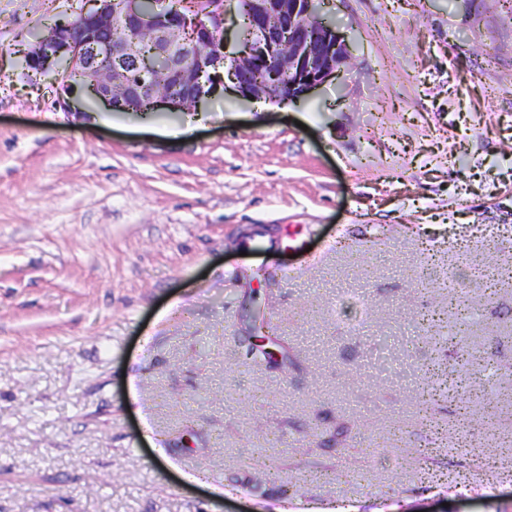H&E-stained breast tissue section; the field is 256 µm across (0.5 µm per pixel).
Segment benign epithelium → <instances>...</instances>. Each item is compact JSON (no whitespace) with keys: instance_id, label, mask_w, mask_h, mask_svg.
Masks as SVG:
<instances>
[{"instance_id":"benign-epithelium-1","label":"benign epithelium","mask_w":512,"mask_h":512,"mask_svg":"<svg viewBox=\"0 0 512 512\" xmlns=\"http://www.w3.org/2000/svg\"><path fill=\"white\" fill-rule=\"evenodd\" d=\"M212 2L216 29L201 22L202 4ZM87 8L71 21L37 36L27 61L35 70L60 76L68 92L78 77L88 95L110 108L129 110L130 102L144 99L152 109L191 112L209 94L220 73L195 69L202 44L215 41L214 64H224L232 88L242 97L275 103L294 102L307 96L341 71L349 51L335 28L316 23L317 0H189L192 15L170 20L160 11L163 0H121L120 11H112V0H85ZM240 25L245 17L256 35L254 41L236 40L229 45L223 37L228 16ZM137 27L155 39L161 65L147 75L138 72L127 31ZM311 34L316 47L305 45ZM257 65L268 68L267 77L251 83L240 74ZM177 74L189 79L193 93L174 95L170 84Z\"/></svg>"}]
</instances>
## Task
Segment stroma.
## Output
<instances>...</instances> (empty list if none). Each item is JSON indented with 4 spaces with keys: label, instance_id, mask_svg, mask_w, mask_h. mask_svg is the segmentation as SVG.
Masks as SVG:
<instances>
[{
    "label": "stroma",
    "instance_id": "1",
    "mask_svg": "<svg viewBox=\"0 0 512 512\" xmlns=\"http://www.w3.org/2000/svg\"><path fill=\"white\" fill-rule=\"evenodd\" d=\"M78 7L0 0V512H512V412L473 443L416 399L451 282L512 372V11L323 0L339 75L189 128L29 74Z\"/></svg>",
    "mask_w": 512,
    "mask_h": 512
}]
</instances>
